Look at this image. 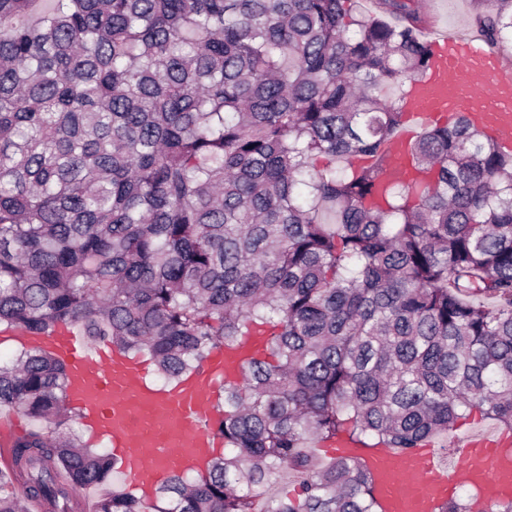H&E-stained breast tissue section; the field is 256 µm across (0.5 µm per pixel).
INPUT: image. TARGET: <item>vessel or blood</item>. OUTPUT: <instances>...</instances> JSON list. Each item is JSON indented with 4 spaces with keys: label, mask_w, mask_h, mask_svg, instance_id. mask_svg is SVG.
I'll use <instances>...</instances> for the list:
<instances>
[{
    "label": "vessel or blood",
    "mask_w": 512,
    "mask_h": 512,
    "mask_svg": "<svg viewBox=\"0 0 512 512\" xmlns=\"http://www.w3.org/2000/svg\"><path fill=\"white\" fill-rule=\"evenodd\" d=\"M433 44L428 75L411 87L405 123L385 151L383 180L409 175L407 150L420 130L461 113L512 149V69L466 34H442ZM34 342L65 363L69 405L87 428L107 437L128 483L141 493L173 471L200 466L219 447L215 399L244 352H214L198 372L165 389L147 383L146 362L107 344L89 345L68 329ZM502 440L476 433L446 454L430 442L402 453L340 441L336 453L368 465L382 512H436L463 485L512 492V454L500 450Z\"/></svg>",
    "instance_id": "obj_1"
}]
</instances>
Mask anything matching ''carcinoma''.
Returning a JSON list of instances; mask_svg holds the SVG:
<instances>
[{
	"label": "carcinoma",
	"mask_w": 512,
	"mask_h": 512,
	"mask_svg": "<svg viewBox=\"0 0 512 512\" xmlns=\"http://www.w3.org/2000/svg\"><path fill=\"white\" fill-rule=\"evenodd\" d=\"M474 2L485 45L512 42V0ZM379 4L0 0V325H66L171 382L268 329L224 383V452L150 496L113 485L65 365L21 345L0 512H82L87 489L95 512H380L361 459L311 449L512 432V150L460 114L379 182L432 58L413 0Z\"/></svg>",
	"instance_id": "carcinoma-1"
}]
</instances>
